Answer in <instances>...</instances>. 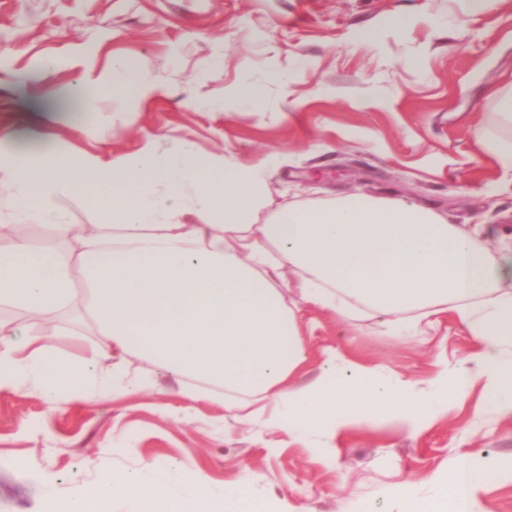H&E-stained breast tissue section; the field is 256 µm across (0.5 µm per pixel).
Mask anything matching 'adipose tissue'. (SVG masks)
Instances as JSON below:
<instances>
[{
  "label": "adipose tissue",
  "mask_w": 512,
  "mask_h": 512,
  "mask_svg": "<svg viewBox=\"0 0 512 512\" xmlns=\"http://www.w3.org/2000/svg\"><path fill=\"white\" fill-rule=\"evenodd\" d=\"M133 69L115 62L98 85L112 89L115 110L149 98L155 84L129 83ZM266 162L204 156L184 140L172 150L146 139L120 158L0 151L9 205L35 212L65 251L33 248L18 234L0 244V306L50 316L65 310L106 340L86 363L52 345L17 338L0 320V388L33 387L45 400L126 395L118 360L134 354L182 380V396L208 400L225 415L295 434L326 425L342 436L390 418L431 423L483 382L494 407L512 414V253L477 233L401 198L350 194L276 204ZM90 202L96 222L85 232L55 199ZM195 223H187V216ZM297 279L290 290L283 269ZM339 318L373 312L401 334L453 315L481 344L467 366L439 361L424 395L410 381L342 361L327 349L324 377L298 385L311 358L300 306ZM461 457L432 476L430 496L411 489L398 512H481V485ZM276 512L242 478L225 500L202 473L187 490L165 471L112 469L74 492L51 498L45 512Z\"/></svg>",
  "instance_id": "ef3b65f1"
}]
</instances>
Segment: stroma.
<instances>
[{"label":"stroma","instance_id":"1","mask_svg":"<svg viewBox=\"0 0 512 512\" xmlns=\"http://www.w3.org/2000/svg\"><path fill=\"white\" fill-rule=\"evenodd\" d=\"M134 64L153 98L90 124L79 99L113 62ZM253 88L257 107L234 99ZM512 91V0H0V131L27 152L71 119L54 147L133 153L145 138L166 149L192 141L203 155L270 163L277 199L366 193L433 208L451 224L492 229L512 245V174L488 138L512 137L497 116ZM314 353L298 384L324 372L323 348L379 373L428 387L436 360L464 364L478 343L452 317L423 336H396L380 318L305 312ZM74 361L103 340L75 327L26 321ZM120 398L51 403L30 387L0 391V512H41L112 468L166 470L174 490L195 472L233 489L249 476L257 497L288 512H397L399 494L430 493L431 476L469 456L484 475L482 512H512V415L474 386L430 425L395 420L341 438L298 435L225 417L182 398L179 380L129 357ZM154 379L143 388L139 379ZM325 451L308 463V451Z\"/></svg>","mask_w":512,"mask_h":512}]
</instances>
